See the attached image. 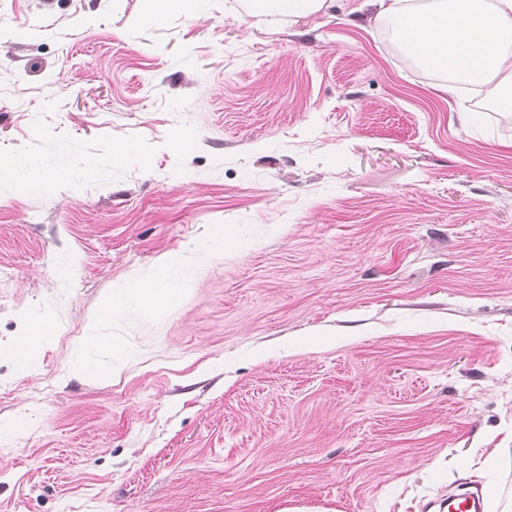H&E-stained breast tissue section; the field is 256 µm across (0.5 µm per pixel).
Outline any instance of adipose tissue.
Listing matches in <instances>:
<instances>
[{
    "instance_id": "ef3b65f1",
    "label": "adipose tissue",
    "mask_w": 512,
    "mask_h": 512,
    "mask_svg": "<svg viewBox=\"0 0 512 512\" xmlns=\"http://www.w3.org/2000/svg\"><path fill=\"white\" fill-rule=\"evenodd\" d=\"M379 19L395 24L402 49L424 69L453 72L491 86L512 106V0H374Z\"/></svg>"
}]
</instances>
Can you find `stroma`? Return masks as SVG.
<instances>
[{
  "mask_svg": "<svg viewBox=\"0 0 512 512\" xmlns=\"http://www.w3.org/2000/svg\"><path fill=\"white\" fill-rule=\"evenodd\" d=\"M143 10L0 0V512H512V110L369 0ZM332 0H253L251 12L275 16L285 12L296 18H306L323 11ZM113 163L126 164L134 162L140 167L147 168L149 157L129 143H120L115 146L112 153ZM0 183H5L16 194H25L40 188L43 179L29 170L18 157L0 156ZM125 288L126 292H130L135 297L142 312L146 314H154L164 306V294L157 288H152L150 283L135 281L127 284ZM50 331L51 323L49 320H46L40 325V329L31 330L25 336H21L9 344L0 345V357H7L20 371H28L36 351ZM35 336L38 337L35 338ZM437 503L441 511L447 507L448 512H480L482 510V502L479 496L465 495L459 499H451V495H449L448 499H438Z\"/></svg>",
  "mask_w": 512,
  "mask_h": 512,
  "instance_id": "1",
  "label": "stroma"
}]
</instances>
